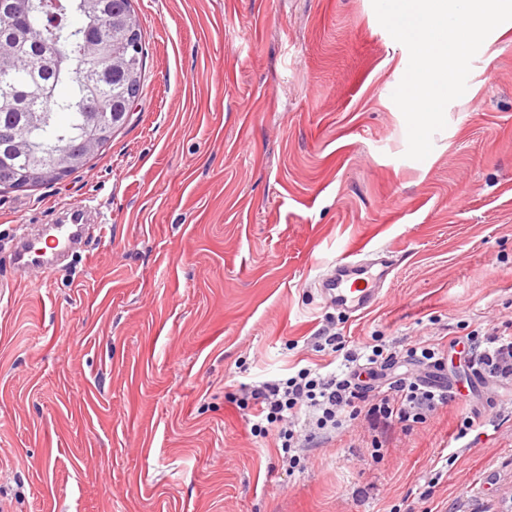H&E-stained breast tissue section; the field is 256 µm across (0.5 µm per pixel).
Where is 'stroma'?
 <instances>
[{"mask_svg": "<svg viewBox=\"0 0 512 512\" xmlns=\"http://www.w3.org/2000/svg\"><path fill=\"white\" fill-rule=\"evenodd\" d=\"M144 79L61 180L0 189V512H500L512 389L476 387L370 463L358 421L287 475L241 384L321 367L314 336L449 344L512 319V32L490 34L421 161L372 0H133ZM87 204L104 233L16 279L13 240ZM391 256L353 320L320 288ZM495 396L502 425L456 439ZM428 500H421L422 492ZM491 416L489 414L484 415L480 409H470L468 412H464L460 415L456 425V436L457 439L466 437L471 431L477 430L478 427H484L492 425L493 429H496L494 424H491Z\"/></svg>", "mask_w": 512, "mask_h": 512, "instance_id": "35a3bbf8", "label": "stroma"}]
</instances>
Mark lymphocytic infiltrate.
<instances>
[{"mask_svg":"<svg viewBox=\"0 0 512 512\" xmlns=\"http://www.w3.org/2000/svg\"><path fill=\"white\" fill-rule=\"evenodd\" d=\"M315 344L319 351L341 358L343 371L324 374L302 368L288 378L253 386L239 400L240 407L254 411L252 433L276 435L288 473L301 470L304 449L316 447L319 440L358 418L373 432L372 460H380L394 429L413 430L428 414L457 399L454 391L418 376L379 379L380 372L392 369L404 357L429 367L442 366L445 347L432 340L420 338L400 350L379 336L360 344L322 331ZM461 360L477 378L511 383L512 322L492 321L472 331Z\"/></svg>","mask_w":512,"mask_h":512,"instance_id":"lymphocytic-infiltrate-1","label":"lymphocytic infiltrate"}]
</instances>
